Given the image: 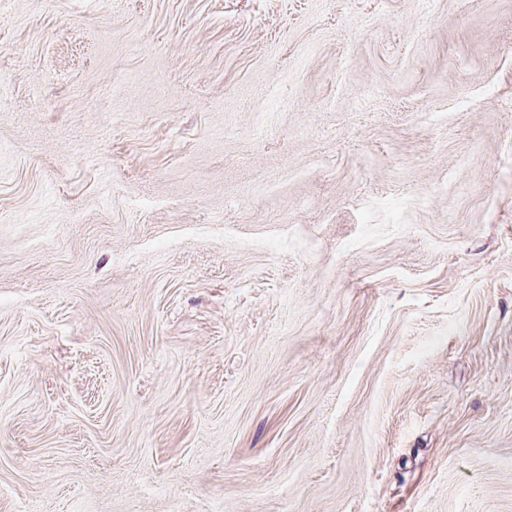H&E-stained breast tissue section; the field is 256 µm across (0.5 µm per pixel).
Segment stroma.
I'll return each mask as SVG.
<instances>
[{"instance_id":"stroma-1","label":"stroma","mask_w":512,"mask_h":512,"mask_svg":"<svg viewBox=\"0 0 512 512\" xmlns=\"http://www.w3.org/2000/svg\"><path fill=\"white\" fill-rule=\"evenodd\" d=\"M0 512H512V0H0Z\"/></svg>"}]
</instances>
